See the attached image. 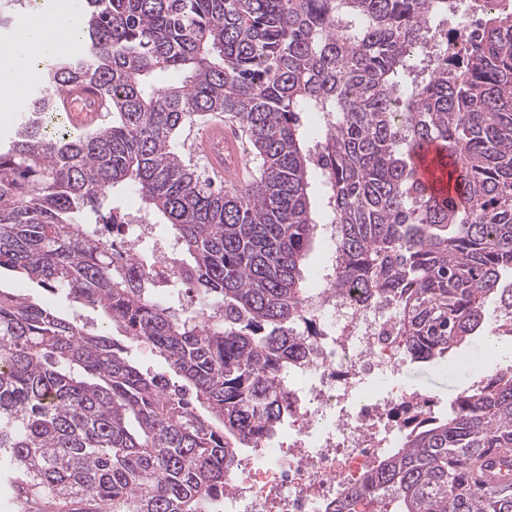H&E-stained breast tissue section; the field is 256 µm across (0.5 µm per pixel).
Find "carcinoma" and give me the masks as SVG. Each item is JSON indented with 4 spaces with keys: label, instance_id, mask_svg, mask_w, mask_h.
Returning <instances> with one entry per match:
<instances>
[{
    "label": "carcinoma",
    "instance_id": "1",
    "mask_svg": "<svg viewBox=\"0 0 512 512\" xmlns=\"http://www.w3.org/2000/svg\"><path fill=\"white\" fill-rule=\"evenodd\" d=\"M37 0H0V28ZM448 0H84L82 44L39 63L0 147V272L102 312L93 331L0 288V472L20 509L218 512L242 448L288 417L310 346L304 261L336 226L335 292L398 309L402 352L443 359L498 298L512 333V14L425 55ZM93 81L105 120L54 121ZM318 118L306 134L301 115ZM250 146L215 186L182 135L215 116ZM429 147L457 198L420 180ZM120 191L171 234L183 301L96 238ZM152 347L142 370L112 331ZM512 512V370L428 416L323 512Z\"/></svg>",
    "mask_w": 512,
    "mask_h": 512
}]
</instances>
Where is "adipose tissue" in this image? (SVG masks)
Listing matches in <instances>:
<instances>
[{
    "mask_svg": "<svg viewBox=\"0 0 512 512\" xmlns=\"http://www.w3.org/2000/svg\"><path fill=\"white\" fill-rule=\"evenodd\" d=\"M61 24V18L47 14L18 30L11 49L0 52V107L15 109L21 107L24 98L21 87L24 75L13 67V57L26 54L43 59L56 54L61 45L52 32Z\"/></svg>",
    "mask_w": 512,
    "mask_h": 512,
    "instance_id": "obj_1",
    "label": "adipose tissue"
}]
</instances>
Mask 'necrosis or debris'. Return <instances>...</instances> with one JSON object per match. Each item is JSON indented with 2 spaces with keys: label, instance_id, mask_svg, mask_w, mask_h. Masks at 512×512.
<instances>
[{
  "label": "necrosis or debris",
  "instance_id": "obj_1",
  "mask_svg": "<svg viewBox=\"0 0 512 512\" xmlns=\"http://www.w3.org/2000/svg\"><path fill=\"white\" fill-rule=\"evenodd\" d=\"M501 10L512 12V0H448L449 55H463L465 34ZM320 282L311 355L288 371V443L249 459L251 481L225 493L224 512H321L434 410L420 393L384 389L405 364L391 334L395 310L364 303L357 289L336 294L331 267Z\"/></svg>",
  "mask_w": 512,
  "mask_h": 512
}]
</instances>
